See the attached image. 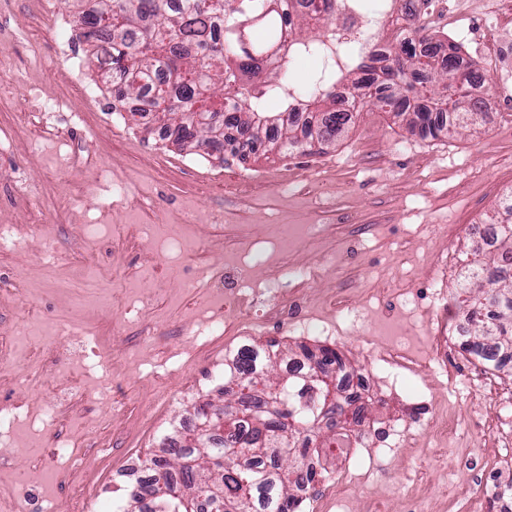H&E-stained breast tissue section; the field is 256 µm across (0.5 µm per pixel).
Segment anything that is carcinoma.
Returning a JSON list of instances; mask_svg holds the SVG:
<instances>
[{"instance_id":"obj_1","label":"carcinoma","mask_w":512,"mask_h":512,"mask_svg":"<svg viewBox=\"0 0 512 512\" xmlns=\"http://www.w3.org/2000/svg\"><path fill=\"white\" fill-rule=\"evenodd\" d=\"M380 20L396 26L401 53L384 52L370 45L351 54L343 71L330 67L307 78L300 96L290 92L291 61L306 54L329 56L327 25L332 0H320L316 12L294 22L292 0H95L94 7L78 9L74 22L90 18L97 38L94 55L103 81H112V97L120 103L150 95L152 120L164 139L183 140L187 127L176 123L169 102L183 101L209 91L215 81L224 95L235 100L224 118V151L246 155V149L270 143L289 153L305 142L333 144L347 129L348 112H339L331 89L336 81L357 71L364 77L353 86L366 89L362 105H372L405 121L413 130L450 137L478 122L483 102L460 92L468 83L454 43L427 46L399 27L401 16H413V0H374ZM280 94V114L299 111L310 115L301 134L270 120L265 99ZM496 236L497 248L484 238L473 241L466 254V284L454 294L466 312L468 336L463 349L488 369L512 367V277L502 274V262L512 258V199L485 220ZM306 376L295 379L272 375L277 362L264 348H242L230 359L224 379V404L214 411L235 418V433L193 438L195 429L173 427L159 452L146 460L151 477L127 490V500L138 504L122 512H200L208 501L217 512H298L297 492L317 476L312 457L316 450L305 438L290 452L287 434L301 435L319 428L326 394H335L334 416L360 418V409L348 412L353 400L340 396L336 371L321 368L316 355ZM275 388L292 411L274 415L264 411L268 389ZM213 458L223 466L210 467Z\"/></svg>"}]
</instances>
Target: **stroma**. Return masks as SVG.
<instances>
[{
  "instance_id": "obj_1",
  "label": "stroma",
  "mask_w": 512,
  "mask_h": 512,
  "mask_svg": "<svg viewBox=\"0 0 512 512\" xmlns=\"http://www.w3.org/2000/svg\"><path fill=\"white\" fill-rule=\"evenodd\" d=\"M68 0H0V233L22 240L0 253V329L10 349L0 380L20 373L77 377L87 391L110 387L121 413L72 396L55 425L41 402L15 389L27 407L0 440V499L33 512L30 488L67 512L54 486L48 448L66 434L74 459L96 462L85 488L120 504L125 473L156 450L171 425L196 404L222 402L226 358L276 341L287 358L303 348L335 349L364 381V425L352 426L354 459L320 455L306 491L313 512H466L450 500L457 470L476 463L489 416L465 384L475 363L452 353L447 373L430 369L431 338L452 334L459 310L451 292L470 233L512 195V123L426 137L374 107L323 152L261 150L216 161L161 140L113 109L96 81L86 43L72 55L57 43ZM431 40L478 50L486 14L456 17L442 0L422 5ZM486 108L512 105V72L477 57ZM451 228L442 235L440 226ZM314 270L300 296L301 324L270 322L273 266ZM209 287L187 293V279ZM238 287L253 304L220 332L204 315L220 288ZM71 325L70 336L55 327ZM54 336L56 363L36 341ZM405 347L414 360L399 381L378 372L372 352ZM167 372L165 385L152 379ZM451 417L456 438L433 456L430 402ZM419 436L390 439L387 455L366 452V430L391 418ZM107 455L95 458V449Z\"/></svg>"
}]
</instances>
